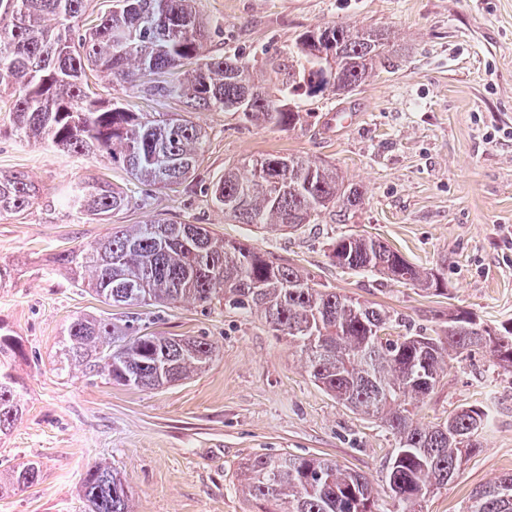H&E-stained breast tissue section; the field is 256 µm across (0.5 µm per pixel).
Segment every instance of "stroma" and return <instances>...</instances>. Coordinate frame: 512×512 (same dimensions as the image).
<instances>
[{
  "instance_id": "stroma-1",
  "label": "stroma",
  "mask_w": 512,
  "mask_h": 512,
  "mask_svg": "<svg viewBox=\"0 0 512 512\" xmlns=\"http://www.w3.org/2000/svg\"><path fill=\"white\" fill-rule=\"evenodd\" d=\"M212 55L254 66L268 93L279 77L270 59L300 33L328 23L384 28L394 53L358 91L327 88L296 97L304 119L292 130L256 127L222 112H192L208 141L202 165L183 184L157 189L133 181L103 156H66L11 130L0 100V172H22L43 198L24 216L0 215V262L15 266L0 285V320L22 336L19 367L28 405L0 441V470L26 459L44 476L0 498V512H86L81 481L96 463L112 466L129 489L131 512H263L242 491L240 467L255 454L333 459L372 483L376 512H399L385 483L398 447L377 419L351 411L318 387L286 337L257 314L215 304L111 307L53 270L59 252L102 240L112 224L172 219L202 224L219 239L261 249L308 273L320 287L394 314L398 338L441 331L450 315L470 314L496 329L512 321V0H194ZM105 98L137 112H178L136 89L90 76ZM304 156L361 185V205L331 211L293 232L257 233L225 218L212 201L225 167L255 157ZM95 173L130 199L111 221L64 216L59 187ZM380 239L410 262L434 267L443 290L427 291L334 264L336 238ZM136 315L146 332L197 336L216 356L202 373L156 390L131 389L51 360L64 325L78 315L120 322ZM464 408L489 422L459 476L425 499L422 512H465L472 492L512 472V370L483 350L454 360L415 410L422 426Z\"/></svg>"
}]
</instances>
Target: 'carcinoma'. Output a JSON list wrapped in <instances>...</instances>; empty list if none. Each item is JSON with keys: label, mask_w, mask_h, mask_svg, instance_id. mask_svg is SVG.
Masks as SVG:
<instances>
[{"label": "carcinoma", "mask_w": 512, "mask_h": 512, "mask_svg": "<svg viewBox=\"0 0 512 512\" xmlns=\"http://www.w3.org/2000/svg\"><path fill=\"white\" fill-rule=\"evenodd\" d=\"M89 0H0V96H11L14 132L68 155H106L137 181L170 186L188 180L203 160L206 133L178 112L148 115L105 101L88 82L98 69L138 89L156 103L183 99L191 110L225 112L256 127L291 129L300 113L287 108L288 85L303 75L307 92L333 79L336 95L349 94L374 74L394 47L391 34L331 24L302 32L288 49L293 64L272 96L229 56L206 53L208 30L192 0H116L114 9L83 28ZM224 170L214 185L224 215L258 230L285 231L318 223L337 206L355 208L363 191L323 162L266 155ZM40 197L23 173H0V215L22 216ZM60 205L69 215L108 221L127 209L123 189L95 176L64 187ZM341 268L374 272L427 290L439 288L432 268L409 262L384 242L342 236L331 245ZM54 265L109 306L192 301L256 312L300 353L305 371L342 405L381 420L398 448L388 474L402 508L417 512L432 491L453 481L463 457L479 447L487 414L463 409L448 423L421 427L410 407L431 393L453 358L487 349L512 369V324L495 336L467 328L470 318L448 320L440 336H403L376 347L373 330L391 316L370 304L321 288L292 265L254 247L215 238L200 224L155 220L121 225L83 249L54 256ZM136 319L122 324L90 315L63 328L56 364L60 371L105 375L136 389H158L190 378L212 361L215 347L197 336L144 333ZM23 338L0 321V437L27 409V384L18 373ZM43 465L28 459L0 472V497L31 488ZM255 501L279 512H373V487L363 475L313 456L258 454L241 468ZM512 472L482 486L466 512H512ZM88 512H130L128 490L112 467L91 466L81 483Z\"/></svg>", "instance_id": "carcinoma-1"}]
</instances>
